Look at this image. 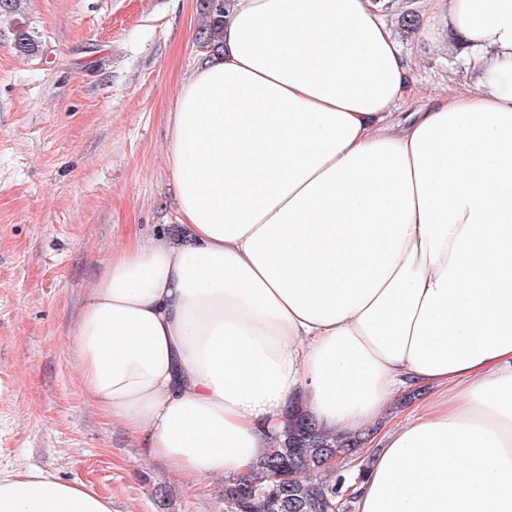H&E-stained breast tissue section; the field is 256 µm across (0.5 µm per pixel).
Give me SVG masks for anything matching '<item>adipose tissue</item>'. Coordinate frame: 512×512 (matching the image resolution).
<instances>
[{"mask_svg": "<svg viewBox=\"0 0 512 512\" xmlns=\"http://www.w3.org/2000/svg\"><path fill=\"white\" fill-rule=\"evenodd\" d=\"M477 71L414 112L372 0H233L178 88L179 230L130 234L73 331L89 403L188 480L239 477L300 407L370 429L356 512H512V0H427ZM0 512H112L25 465Z\"/></svg>", "mask_w": 512, "mask_h": 512, "instance_id": "1", "label": "adipose tissue"}]
</instances>
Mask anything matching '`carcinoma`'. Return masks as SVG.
I'll use <instances>...</instances> for the list:
<instances>
[{
    "label": "carcinoma",
    "instance_id": "1",
    "mask_svg": "<svg viewBox=\"0 0 512 512\" xmlns=\"http://www.w3.org/2000/svg\"><path fill=\"white\" fill-rule=\"evenodd\" d=\"M232 0H196L202 24L195 41L205 55L224 51V17ZM384 13L397 15L404 31H414L418 12L395 0H375ZM360 435L328 437L316 428L313 419L300 408L291 412L285 437L277 447L257 462L251 471L224 483V512H331L340 498L345 478L322 468L325 458L344 455L359 447ZM292 469L304 474L301 480L278 484L272 475Z\"/></svg>",
    "mask_w": 512,
    "mask_h": 512
}]
</instances>
